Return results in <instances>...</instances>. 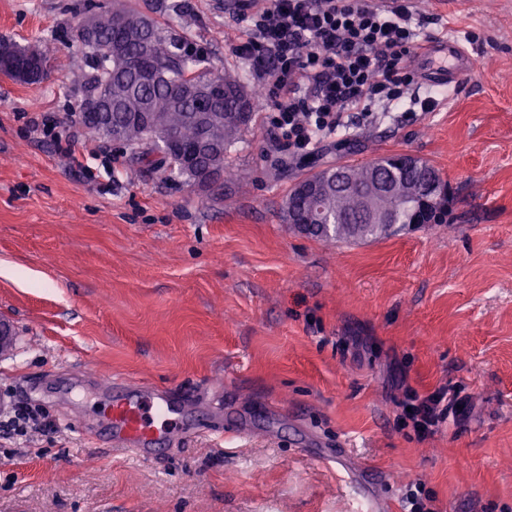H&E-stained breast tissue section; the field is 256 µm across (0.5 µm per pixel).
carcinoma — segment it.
<instances>
[{
  "instance_id": "obj_1",
  "label": "carcinoma",
  "mask_w": 512,
  "mask_h": 512,
  "mask_svg": "<svg viewBox=\"0 0 512 512\" xmlns=\"http://www.w3.org/2000/svg\"><path fill=\"white\" fill-rule=\"evenodd\" d=\"M100 9L93 36L82 43L93 73L88 78L90 92H112V127L101 124L91 114L80 111L79 121L95 137L108 140L111 129L120 133L124 145L133 149L131 163L164 170L169 176L196 185V175L184 165L176 150L162 151L157 133L140 119L139 113L152 112L177 135L185 148L205 145L197 168L218 181L226 173L231 149L249 128L251 102L239 79L227 75L211 60L192 47L174 40L154 18L138 8L113 2L112 9ZM151 47L154 79L143 80L130 65L146 47ZM438 175L428 164L401 172L400 194L383 198L375 212L362 211L354 194L336 202V193L327 196L331 219L341 224L339 232L309 234L326 241L353 236L379 237L396 224H412L418 210L417 198L432 202L424 216L427 224H444L448 216V195H424L420 188L427 175ZM411 188L419 197L401 190Z\"/></svg>"
}]
</instances>
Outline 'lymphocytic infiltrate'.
Returning a JSON list of instances; mask_svg holds the SVG:
<instances>
[{"mask_svg":"<svg viewBox=\"0 0 512 512\" xmlns=\"http://www.w3.org/2000/svg\"><path fill=\"white\" fill-rule=\"evenodd\" d=\"M413 0L381 8L367 0H267L240 11L247 33L233 51L257 63L263 79L262 109L289 154L310 156L320 135L390 111L416 84L409 59L422 46L413 24ZM447 390L408 392L407 414L418 437L434 434L456 402Z\"/></svg>","mask_w":512,"mask_h":512,"instance_id":"lymphocytic-infiltrate-1","label":"lymphocytic infiltrate"}]
</instances>
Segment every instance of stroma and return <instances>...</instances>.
Instances as JSON below:
<instances>
[{
	"label": "stroma",
	"mask_w": 512,
	"mask_h": 512,
	"mask_svg": "<svg viewBox=\"0 0 512 512\" xmlns=\"http://www.w3.org/2000/svg\"><path fill=\"white\" fill-rule=\"evenodd\" d=\"M92 2L0 0V38L50 57L41 83L0 75V401L55 424L0 442V512H357L306 444L349 449L389 512L414 485L442 512H512V0H419L426 38L474 59L460 86L422 83L434 111L404 101L299 158L253 108L208 192L103 140L87 180L32 130L82 107ZM132 2L260 92L226 0ZM396 154L448 182L446 223L337 242L289 224L308 174ZM111 376L181 393L164 453L99 441ZM441 387L464 412L419 438L405 392Z\"/></svg>",
	"instance_id": "obj_1"
}]
</instances>
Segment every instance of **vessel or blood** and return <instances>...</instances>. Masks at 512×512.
I'll use <instances>...</instances> for the list:
<instances>
[{
    "mask_svg": "<svg viewBox=\"0 0 512 512\" xmlns=\"http://www.w3.org/2000/svg\"><path fill=\"white\" fill-rule=\"evenodd\" d=\"M418 62L430 81L451 84L470 71L472 57L456 40L440 35L427 42ZM117 386L120 393L112 402V424L108 429L113 447L140 453L166 444L164 424L178 411L174 395L135 389L122 380ZM344 469L350 488L367 512H385L386 503L361 480L360 467L349 461Z\"/></svg>",
    "mask_w": 512,
    "mask_h": 512,
    "instance_id": "vessel-or-blood-1",
    "label": "vessel or blood"
}]
</instances>
